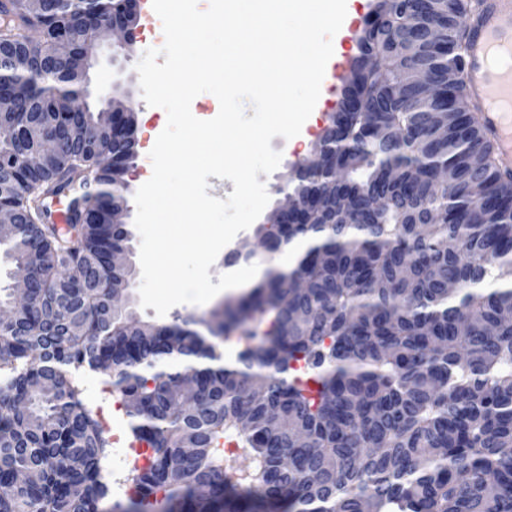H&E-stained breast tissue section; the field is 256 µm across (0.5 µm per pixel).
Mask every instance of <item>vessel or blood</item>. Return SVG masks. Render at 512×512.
I'll return each mask as SVG.
<instances>
[{"instance_id": "obj_1", "label": "vessel or blood", "mask_w": 512, "mask_h": 512, "mask_svg": "<svg viewBox=\"0 0 512 512\" xmlns=\"http://www.w3.org/2000/svg\"><path fill=\"white\" fill-rule=\"evenodd\" d=\"M466 94L498 154L512 162V0H484L464 49Z\"/></svg>"}]
</instances>
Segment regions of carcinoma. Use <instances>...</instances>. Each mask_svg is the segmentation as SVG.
<instances>
[{"label":"carcinoma","instance_id":"1","mask_svg":"<svg viewBox=\"0 0 512 512\" xmlns=\"http://www.w3.org/2000/svg\"><path fill=\"white\" fill-rule=\"evenodd\" d=\"M481 7L378 0L316 151L277 188L300 223L273 212L259 227L276 249L309 246L224 302L221 336L111 304L108 281H131L107 269L128 242L108 223L128 140L109 127L33 165L18 146L71 120L43 86L73 75L43 65L91 51L79 5L0 0V71L29 60L28 95L0 120V201L17 218L0 247L42 287L35 303L0 287L15 311L0 325V512H130L158 495L164 512H512V175L464 92L463 24ZM58 194L64 229L48 218ZM172 360L185 367L160 369ZM88 371L145 445L126 474L112 475Z\"/></svg>","mask_w":512,"mask_h":512}]
</instances>
